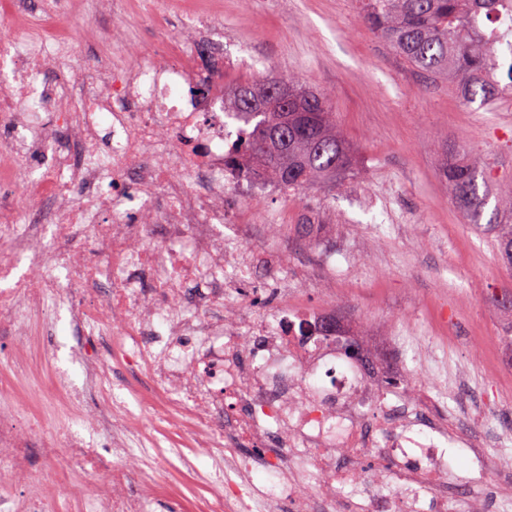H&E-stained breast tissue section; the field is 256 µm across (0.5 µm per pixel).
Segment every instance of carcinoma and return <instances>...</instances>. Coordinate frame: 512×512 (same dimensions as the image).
Returning <instances> with one entry per match:
<instances>
[{
  "label": "carcinoma",
  "instance_id": "carcinoma-1",
  "mask_svg": "<svg viewBox=\"0 0 512 512\" xmlns=\"http://www.w3.org/2000/svg\"><path fill=\"white\" fill-rule=\"evenodd\" d=\"M367 28L410 67L448 83L466 101L487 104L512 92V41L492 23L512 15V0H359ZM224 113L243 125L233 152L241 177L257 174L288 191L336 184L354 174V152L326 97L290 73L231 87ZM439 172L467 224L512 260V174L496 176L461 148ZM491 216L483 220L490 201Z\"/></svg>",
  "mask_w": 512,
  "mask_h": 512
}]
</instances>
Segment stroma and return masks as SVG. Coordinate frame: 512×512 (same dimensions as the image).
Returning a JSON list of instances; mask_svg holds the SVG:
<instances>
[{
  "label": "stroma",
  "instance_id": "35a3bbf8",
  "mask_svg": "<svg viewBox=\"0 0 512 512\" xmlns=\"http://www.w3.org/2000/svg\"><path fill=\"white\" fill-rule=\"evenodd\" d=\"M61 2V21L72 18L84 28L80 51L109 55L99 34L116 23L132 53L158 37L139 17L138 0H102L78 18L71 0ZM195 6L224 27L225 85L293 73L329 97L357 150L355 174L336 186L278 190L252 203L245 191L225 194L224 213L232 218L225 233L243 235L255 253L276 248L288 276L304 274L309 301H334L375 333L405 321L426 330L434 300L447 296L458 314L446 352L483 377L484 353L473 338L496 347L512 333V310L490 301L491 294L512 292V268L465 224L438 169L464 146L512 170V94L486 106L466 103L374 36L358 0H171L167 25L189 42L197 36L189 23ZM77 343L63 326L35 337V348L58 356L54 364L39 360L41 377L57 364L83 385L82 368L69 359ZM193 464L188 470L173 458L162 467L152 512H205L212 493L195 484L193 473L208 470L210 461Z\"/></svg>",
  "mask_w": 512,
  "mask_h": 512
}]
</instances>
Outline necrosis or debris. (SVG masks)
Masks as SVG:
<instances>
[{
    "label": "necrosis or debris",
    "mask_w": 512,
    "mask_h": 512,
    "mask_svg": "<svg viewBox=\"0 0 512 512\" xmlns=\"http://www.w3.org/2000/svg\"><path fill=\"white\" fill-rule=\"evenodd\" d=\"M166 13L150 0L143 17L163 40L111 60L78 55L53 24L58 0H15L0 25V356L27 372L30 318L67 309L85 340L75 359L105 394L75 413L84 390L59 370L33 389L52 423L0 386V512H54L70 466L100 476L90 496L71 484L78 512H148L163 457L129 446L139 421L107 393L116 367L170 425H193L211 461L195 480L217 490L207 512H479L488 473L454 482L442 445L484 464L512 432L429 413L469 388L462 363L435 362L436 344L416 339L430 382L389 395L398 371L334 308L304 304L273 254L272 309L225 316L250 302L254 272L250 250L224 244L242 130L224 114L223 58L166 32ZM255 464L278 474L277 491L256 489Z\"/></svg>",
    "instance_id": "1"
}]
</instances>
